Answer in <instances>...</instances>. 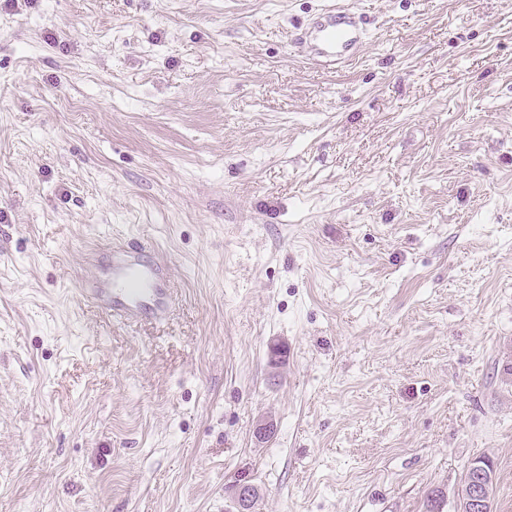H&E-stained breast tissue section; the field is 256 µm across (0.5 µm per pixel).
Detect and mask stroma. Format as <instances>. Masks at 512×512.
Here are the masks:
<instances>
[{
	"mask_svg": "<svg viewBox=\"0 0 512 512\" xmlns=\"http://www.w3.org/2000/svg\"><path fill=\"white\" fill-rule=\"evenodd\" d=\"M128 238L164 320L77 291ZM478 456L512 512V0H0V512H456ZM365 30L359 26L356 17L342 9L329 8L319 20L300 37L303 43L309 42L311 49L320 57L333 64L345 59V53L362 45ZM259 489L249 476H240L230 487L232 509L228 512H254Z\"/></svg>",
	"mask_w": 512,
	"mask_h": 512,
	"instance_id": "1",
	"label": "stroma"
}]
</instances>
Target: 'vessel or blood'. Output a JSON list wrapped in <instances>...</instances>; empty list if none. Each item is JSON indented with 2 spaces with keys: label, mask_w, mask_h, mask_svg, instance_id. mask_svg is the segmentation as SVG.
<instances>
[{
  "label": "vessel or blood",
  "mask_w": 512,
  "mask_h": 512,
  "mask_svg": "<svg viewBox=\"0 0 512 512\" xmlns=\"http://www.w3.org/2000/svg\"><path fill=\"white\" fill-rule=\"evenodd\" d=\"M364 35L352 13L330 8L312 23L302 40L319 56L337 64L347 51L362 44ZM151 251V246L133 239L113 246L109 273L85 278L82 293L124 324L163 318L171 298L169 269L164 261L152 257Z\"/></svg>",
  "instance_id": "obj_1"
}]
</instances>
